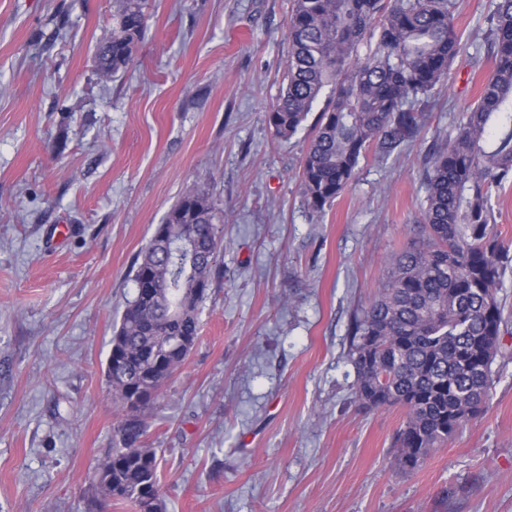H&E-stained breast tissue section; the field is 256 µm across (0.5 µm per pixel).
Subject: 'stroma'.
<instances>
[{
    "mask_svg": "<svg viewBox=\"0 0 512 512\" xmlns=\"http://www.w3.org/2000/svg\"><path fill=\"white\" fill-rule=\"evenodd\" d=\"M115 0H0V512H88L112 446L105 367L132 267L191 188L224 216L199 339L147 419L166 512H512V327L486 411L414 474L399 408L354 393L351 318L420 216L426 157L490 62L458 57L427 127L368 157L322 217L312 136L265 120L291 0H144L134 60L102 81Z\"/></svg>",
    "mask_w": 512,
    "mask_h": 512,
    "instance_id": "1",
    "label": "stroma"
}]
</instances>
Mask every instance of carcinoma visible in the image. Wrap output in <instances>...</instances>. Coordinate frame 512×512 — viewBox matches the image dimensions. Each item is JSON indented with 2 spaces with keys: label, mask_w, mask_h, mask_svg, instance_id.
Masks as SVG:
<instances>
[{
  "label": "carcinoma",
  "mask_w": 512,
  "mask_h": 512,
  "mask_svg": "<svg viewBox=\"0 0 512 512\" xmlns=\"http://www.w3.org/2000/svg\"><path fill=\"white\" fill-rule=\"evenodd\" d=\"M457 11V0H293L287 84L266 113L287 140L329 92L301 162L304 203L321 214L369 153L387 160L421 134L424 105L453 79L459 54L492 61L477 100L450 118L427 161L412 239L386 257L349 328L358 401L404 410L394 445L405 473L484 412L505 324L497 294L512 245L497 229L493 193L512 178V0H498L490 28L465 43ZM144 23L142 0H117L112 31L97 46L103 81L128 66ZM220 223L214 200L189 189L135 262L136 291L106 361L117 423L89 476V512L114 503L162 512V455L145 441V417L198 341Z\"/></svg>",
  "instance_id": "cac0c4a2"
}]
</instances>
